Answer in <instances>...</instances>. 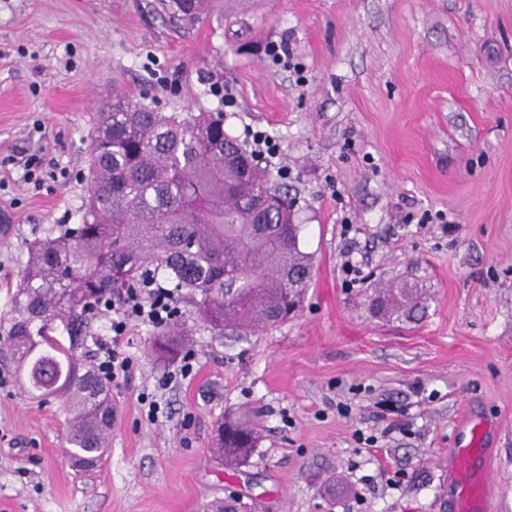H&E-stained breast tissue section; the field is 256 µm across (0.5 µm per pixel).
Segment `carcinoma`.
Returning <instances> with one entry per match:
<instances>
[{
    "label": "carcinoma",
    "instance_id": "1",
    "mask_svg": "<svg viewBox=\"0 0 512 512\" xmlns=\"http://www.w3.org/2000/svg\"><path fill=\"white\" fill-rule=\"evenodd\" d=\"M219 2L173 0V18L191 24ZM96 120L108 130L91 131L81 221L29 244L6 348L32 397L53 394L68 408L71 458L100 461L110 386L78 354L94 309L160 276L189 290L212 327L252 331L288 319L290 274L309 269L310 257L302 225L276 203L287 192L224 131L223 112H159L115 93ZM387 292L386 315L415 318L418 289ZM184 337L176 318L157 330L154 352L173 358ZM260 439L250 418H228L218 452L236 466Z\"/></svg>",
    "mask_w": 512,
    "mask_h": 512
}]
</instances>
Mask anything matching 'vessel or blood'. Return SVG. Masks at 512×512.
Instances as JSON below:
<instances>
[{"label":"vessel or blood","mask_w":512,"mask_h":512,"mask_svg":"<svg viewBox=\"0 0 512 512\" xmlns=\"http://www.w3.org/2000/svg\"><path fill=\"white\" fill-rule=\"evenodd\" d=\"M484 430L471 429L468 446L457 448L449 460L448 476L457 490V512H486L489 482L473 467L472 448L483 444Z\"/></svg>","instance_id":"b4317fda"}]
</instances>
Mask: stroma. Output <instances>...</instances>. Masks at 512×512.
<instances>
[{"mask_svg":"<svg viewBox=\"0 0 512 512\" xmlns=\"http://www.w3.org/2000/svg\"><path fill=\"white\" fill-rule=\"evenodd\" d=\"M169 12L0 0V341L29 243L80 220L89 131L117 90L223 111L249 151L272 136L312 258L303 305L240 336L181 301L187 376L131 324L90 471L68 459L63 405L29 399L0 355V512H455L465 416L493 426L478 469L490 512H512V0H243L191 26ZM400 282L422 290L421 320L372 311ZM241 412L263 438L228 468L212 448Z\"/></svg>","mask_w":512,"mask_h":512,"instance_id":"35a3bbf8","label":"stroma"}]
</instances>
